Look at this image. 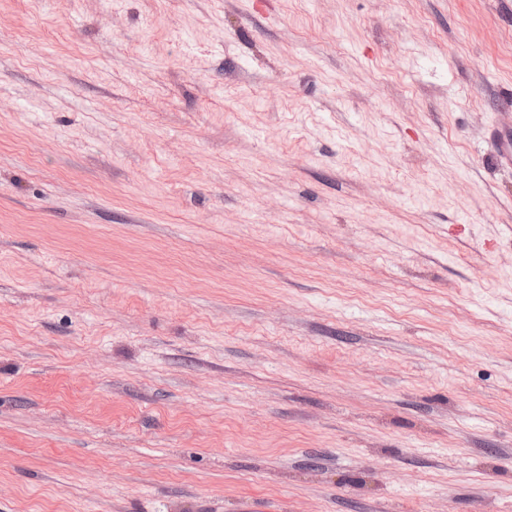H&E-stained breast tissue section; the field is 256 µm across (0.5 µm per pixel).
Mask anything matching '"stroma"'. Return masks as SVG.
Returning <instances> with one entry per match:
<instances>
[{"instance_id": "stroma-1", "label": "stroma", "mask_w": 512, "mask_h": 512, "mask_svg": "<svg viewBox=\"0 0 512 512\" xmlns=\"http://www.w3.org/2000/svg\"><path fill=\"white\" fill-rule=\"evenodd\" d=\"M512 0H0V512H512ZM490 139L495 145V162L507 168H512V133L504 127L493 128L489 134Z\"/></svg>"}]
</instances>
